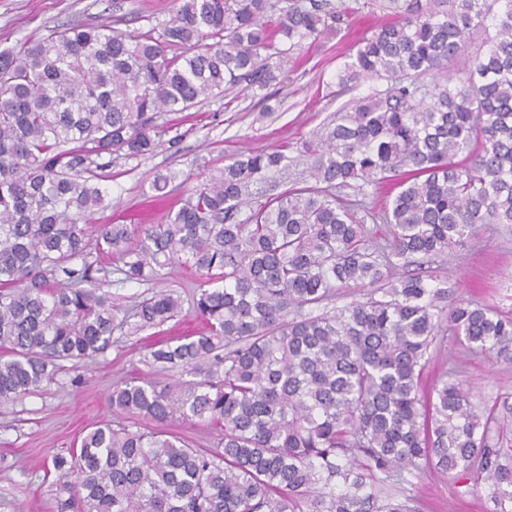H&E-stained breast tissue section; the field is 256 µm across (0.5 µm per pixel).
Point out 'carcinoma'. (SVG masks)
I'll list each match as a JSON object with an SVG mask.
<instances>
[{
  "label": "carcinoma",
  "instance_id": "obj_1",
  "mask_svg": "<svg viewBox=\"0 0 512 512\" xmlns=\"http://www.w3.org/2000/svg\"><path fill=\"white\" fill-rule=\"evenodd\" d=\"M376 7L394 21L359 40L340 80L372 76L386 88L301 144L305 185L256 200L251 186L290 161L261 151L224 165L162 224L97 225L95 249L119 258L125 281L157 280L176 260L195 269L194 308L208 326L150 351L200 379L125 381L112 407L157 423L208 421L221 438L203 450L157 429L90 430L53 462L75 478L78 512H414L388 485L423 465L484 486L491 512H512V445L495 407L476 409L446 374L421 390L442 328L512 362V317L396 277L401 260L443 253L480 224H512V0ZM275 9L176 0L157 36L90 24L0 51L1 403L112 338V281L87 251L112 164L98 159L152 151L164 112L282 83L290 51L343 15L331 0ZM369 186L389 188L380 211L341 195ZM369 220L386 226L383 241ZM179 309L159 292L136 317L160 326Z\"/></svg>",
  "mask_w": 512,
  "mask_h": 512
}]
</instances>
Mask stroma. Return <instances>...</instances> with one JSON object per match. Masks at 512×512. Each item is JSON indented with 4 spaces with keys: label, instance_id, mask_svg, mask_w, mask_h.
Segmentation results:
<instances>
[{
    "label": "stroma",
    "instance_id": "stroma-1",
    "mask_svg": "<svg viewBox=\"0 0 512 512\" xmlns=\"http://www.w3.org/2000/svg\"><path fill=\"white\" fill-rule=\"evenodd\" d=\"M370 2L345 0L349 12L337 30L294 48L287 80L268 88L266 96L236 88L187 111L165 113L160 119L164 132L152 152L113 154L101 182L110 205L94 214V223H163L168 206L179 205L231 157L282 145L288 156H297L302 142L336 112L372 89L384 88V81L370 77L346 86L338 81L357 41L387 20ZM174 8V0H0V50L21 47L61 26L158 29ZM169 170L177 172V179L167 186L163 202H152L155 176ZM422 271L424 279L451 288L457 299L512 316V225H482L465 245L426 259ZM111 280L119 326L110 346L22 401L0 403V512H64L73 490L70 479L54 471L53 458L68 455L80 436L96 426L136 421L111 407L113 388L133 378L162 383L188 379L181 368L153 363L150 347L201 329L192 305L195 273L176 262L149 284L124 282L116 273ZM161 291L180 297V313L162 326L139 328L134 306ZM449 369L478 407L512 408V362L467 350L448 335L424 372L423 389ZM400 489L415 499L419 512H489L492 506L485 490L461 493L453 475L430 468L404 473Z\"/></svg>",
    "mask_w": 512,
    "mask_h": 512
}]
</instances>
